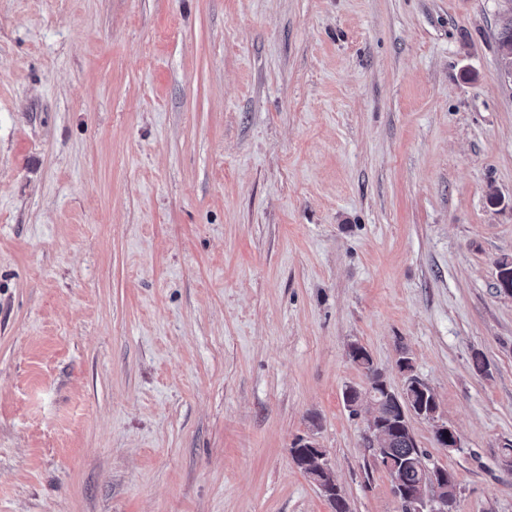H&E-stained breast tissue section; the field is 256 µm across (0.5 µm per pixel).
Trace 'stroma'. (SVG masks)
<instances>
[{"label": "stroma", "instance_id": "obj_1", "mask_svg": "<svg viewBox=\"0 0 512 512\" xmlns=\"http://www.w3.org/2000/svg\"><path fill=\"white\" fill-rule=\"evenodd\" d=\"M507 5L0 0V512H401L354 342L512 512ZM404 406L402 407L404 420L409 417L423 418L434 423V434L440 440L442 447L458 448L460 447V438L455 429L448 426L447 422L436 418L437 411L432 410L433 403L427 400V397L421 396V400L417 402V398L402 394ZM306 440L310 441V448H307L305 444H301V438L294 443V447L291 449L295 464L308 475L318 487H321L319 488L322 489L321 491L329 501L333 511L348 512L347 503L344 496L341 494L340 487L336 485V481L327 473V471L329 472V468L325 460L317 459L316 455L313 454L312 448H316V450L320 452H323V450L319 448L314 440Z\"/></svg>", "mask_w": 512, "mask_h": 512}]
</instances>
